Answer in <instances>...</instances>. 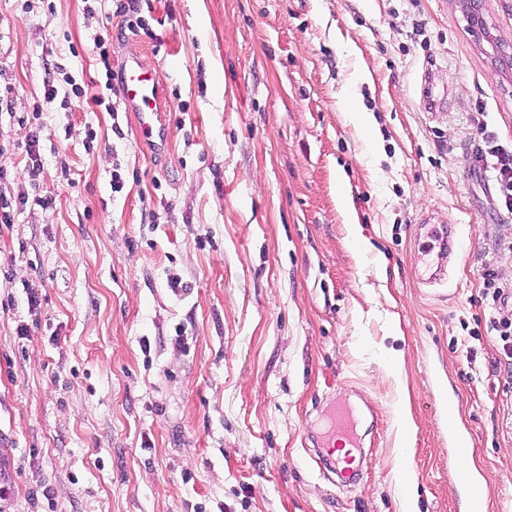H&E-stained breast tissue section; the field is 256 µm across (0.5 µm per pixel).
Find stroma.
<instances>
[{"label": "stroma", "instance_id": "stroma-1", "mask_svg": "<svg viewBox=\"0 0 512 512\" xmlns=\"http://www.w3.org/2000/svg\"><path fill=\"white\" fill-rule=\"evenodd\" d=\"M115 9L0 0V512H402L404 464L417 512H464L452 418L488 512H512L482 302L485 267L512 283V214L470 163L477 120L512 144V0L477 25L459 0H143L134 36ZM132 51L164 140L105 78ZM339 405L359 445L332 480ZM337 439H342L345 442L354 445V434L351 424V411L345 408L335 410L328 422V427L324 436V447L329 448L328 453L334 465V450Z\"/></svg>", "mask_w": 512, "mask_h": 512}]
</instances>
